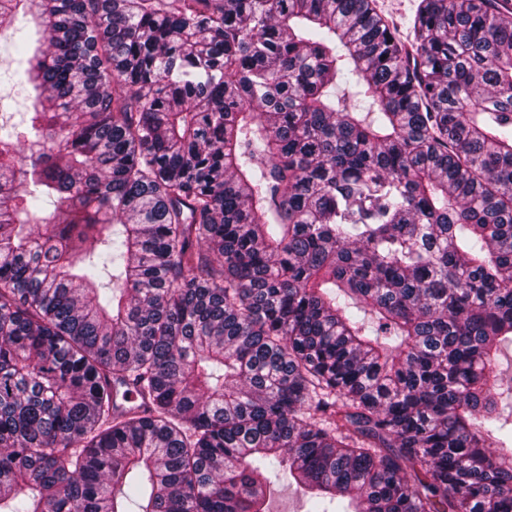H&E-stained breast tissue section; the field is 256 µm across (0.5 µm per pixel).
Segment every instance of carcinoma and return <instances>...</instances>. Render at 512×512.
I'll return each mask as SVG.
<instances>
[{
	"instance_id": "cac0c4a2",
	"label": "carcinoma",
	"mask_w": 512,
	"mask_h": 512,
	"mask_svg": "<svg viewBox=\"0 0 512 512\" xmlns=\"http://www.w3.org/2000/svg\"><path fill=\"white\" fill-rule=\"evenodd\" d=\"M6 28L0 512H512L509 0ZM378 12L407 35L421 0H375ZM15 63L12 57L6 52H2L0 57V74L2 82H0V95L2 96V106H0V114L4 112L5 117L14 115L12 122H18L20 115L18 112H26L27 105L22 96L16 94V88L13 87L14 80H11L12 73L15 69ZM307 497L297 486L285 484L273 495L270 510L271 512H306L309 508Z\"/></svg>"
}]
</instances>
